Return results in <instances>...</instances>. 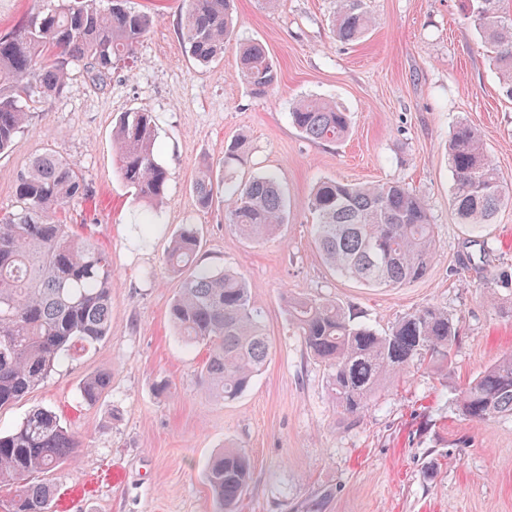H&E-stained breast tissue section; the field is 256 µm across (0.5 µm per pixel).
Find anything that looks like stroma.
Returning <instances> with one entry per match:
<instances>
[{
    "instance_id": "obj_1",
    "label": "stroma",
    "mask_w": 512,
    "mask_h": 512,
    "mask_svg": "<svg viewBox=\"0 0 512 512\" xmlns=\"http://www.w3.org/2000/svg\"><path fill=\"white\" fill-rule=\"evenodd\" d=\"M150 14L135 60L92 81L70 71L62 95L39 104L29 127L0 156V213L16 206L15 180L52 150L84 175L89 201L70 206L77 233L112 258V329L76 352L43 386L0 410L9 430L35 407L57 412L86 444L55 474L56 512H215L206 479L211 457L232 444L251 462L237 512H512V416L478 425L458 406L461 390L512 354V203L471 231L450 202L448 141L470 124L512 184V100L469 18L467 0H365L376 26L356 44L338 41L339 0H234L237 21L224 56L201 64L182 36V0H128ZM268 50L278 85L257 97L238 76L237 45ZM337 102L350 134L336 143L303 137L293 105ZM158 117L157 160L167 191L152 213L161 230L138 241L144 206L124 183L112 149L120 113ZM246 142L233 182L274 174L288 222L267 240H247L224 222V200L194 201L199 169L221 171L224 149ZM401 182L421 197L437 252L427 275L399 288H366L335 275L314 241V186ZM194 225L205 266L245 278L262 311L270 355L252 386L224 402L204 393L206 349L185 344L168 311L180 281L165 256L171 235ZM486 251H479L478 241ZM336 300L386 331L401 316L438 306L460 342L451 364L424 363L390 379L360 417L336 412L323 365L288 321L285 295ZM111 376L98 403L82 381ZM169 381L156 394L157 378Z\"/></svg>"
}]
</instances>
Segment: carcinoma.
I'll return each instance as SVG.
<instances>
[{
    "label": "carcinoma",
    "instance_id": "obj_1",
    "mask_svg": "<svg viewBox=\"0 0 512 512\" xmlns=\"http://www.w3.org/2000/svg\"><path fill=\"white\" fill-rule=\"evenodd\" d=\"M231 0H184L182 38L197 61L224 54L232 33ZM469 14L512 98V18L501 0H468ZM151 16L131 11L122 0H60L15 29L0 35V153L31 119V105L61 95L69 68L86 62L101 80L133 57L150 28ZM375 26L364 0H340L333 20L343 42L363 39ZM240 77L255 96L279 80L264 45L239 48ZM290 116L304 137L335 143L349 131L347 113L336 103L307 98ZM156 117L125 112L117 121L113 147L125 184L151 206L163 200L167 171L156 160ZM245 142L224 151V166L242 164ZM451 203L459 223L478 229L512 200L479 133L459 123L448 142ZM218 183L210 168L196 179L197 208L212 207ZM17 209L0 217V409L45 384L69 360L76 345L91 346L112 329V258L88 237L74 234L59 216L62 207L91 196L82 173L51 151L35 156L16 178ZM309 205L316 215L315 244L338 275L367 288H398L422 278L436 249L434 224L425 202L399 182H319ZM224 221L240 236L263 240L279 234L288 211L277 177L255 175L224 190ZM201 239L187 225L170 240L166 265L181 277L170 319L183 339L202 344L207 356L200 382L208 395L232 401L244 393L266 363L269 339L261 310L239 276L199 263ZM286 313L304 347L327 371V386L338 411L357 416L376 392L400 371L430 357L451 361L459 343L448 312L434 306L408 313L382 334L355 322V313L332 299L289 297ZM110 376L86 378L82 400L97 403ZM462 414L487 424L512 416V355L485 370L461 391ZM82 441L58 415L37 407L16 426L0 430V486L15 488L9 512H52L50 476L74 461ZM249 458L226 447L210 461L207 479L217 512H234L250 480Z\"/></svg>",
    "mask_w": 512,
    "mask_h": 512
}]
</instances>
